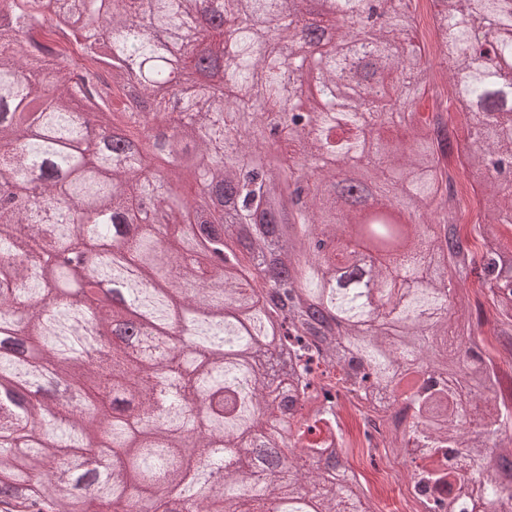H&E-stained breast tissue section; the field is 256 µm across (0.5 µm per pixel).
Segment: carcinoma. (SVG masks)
<instances>
[{
  "mask_svg": "<svg viewBox=\"0 0 512 512\" xmlns=\"http://www.w3.org/2000/svg\"><path fill=\"white\" fill-rule=\"evenodd\" d=\"M297 0H64L57 22L109 51L107 81L67 57L45 69L20 51L52 24L38 0H0V485L43 494L48 512H158L162 490L181 489L183 512H358L355 484L313 493L322 474L303 471L295 449L328 467L337 459L325 415L327 392L304 354L356 364L355 391H390L414 410L406 444L429 449L424 489L441 493L434 512H453L449 495L478 478L485 512H512V473L487 465L461 474L459 457L512 459V370L497 371L475 350L490 323L512 346V256L497 227L512 224V175L490 171L488 155L512 162V0H435L444 55L458 101L470 109L473 180L498 188L472 231L485 240L479 260L463 254L469 236L401 239L397 216L448 225V129L419 111L438 95L421 64L426 49L413 0H382L384 19L355 34L336 11L361 14L366 0H332L323 14ZM323 45L307 70L285 79V57L300 40ZM186 81L165 87L169 71ZM310 85L317 93L303 95ZM168 159L165 171L149 158ZM318 158L304 169L299 161ZM189 169L191 192L176 180ZM365 172L386 210L365 212L338 172ZM245 224L300 225L277 262L294 268L297 303L283 312L253 265L260 237L233 236L224 212ZM155 214L136 234L128 215ZM357 226L384 253L372 266L377 291L341 284L357 267L336 251ZM92 253L89 268H68L46 248ZM465 271L444 287L443 274ZM474 282L487 290L493 318L448 308ZM325 301L346 322L345 342L313 324L304 305ZM95 336H115L101 350ZM259 336L288 351L289 385L271 387L258 366ZM428 373L446 376L435 388ZM265 425L284 449L274 486L252 467L224 465V485L207 488L200 466L224 457Z\"/></svg>",
  "mask_w": 512,
  "mask_h": 512,
  "instance_id": "1",
  "label": "carcinoma"
}]
</instances>
